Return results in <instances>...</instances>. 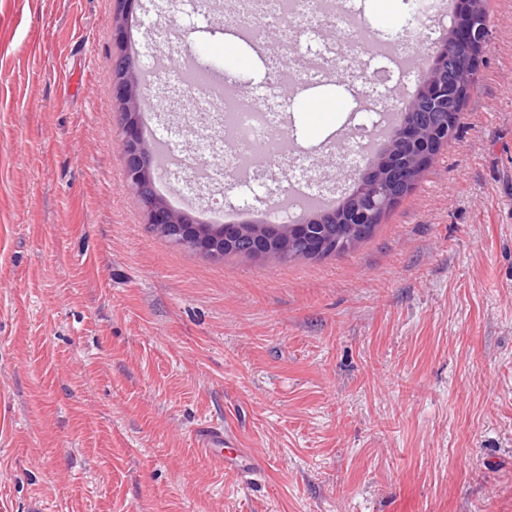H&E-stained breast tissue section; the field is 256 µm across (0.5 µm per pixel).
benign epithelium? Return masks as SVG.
I'll use <instances>...</instances> for the list:
<instances>
[{"label": "benign epithelium", "mask_w": 512, "mask_h": 512, "mask_svg": "<svg viewBox=\"0 0 512 512\" xmlns=\"http://www.w3.org/2000/svg\"><path fill=\"white\" fill-rule=\"evenodd\" d=\"M488 37V30L480 22L474 11L472 0H462L459 24L444 37L434 56L432 67L423 76L416 94L405 106L406 119L401 130L390 146L383 160V170L397 175L391 194L383 201L376 197L375 187L382 179L378 170H371L355 185L353 193L347 197L349 205L345 212L333 210L319 214V219L310 218L297 221L296 228L303 230L306 225L319 224H372L376 212L402 198L413 184L415 166L426 164L434 158L439 147L448 143L453 133V115L436 127L427 122L429 115L421 114L409 118V113L420 111L419 104L425 100L437 112L448 111V101L460 97V90L442 81L440 72L448 62V52L465 49L477 59ZM112 79L116 89L115 112L120 118L124 133V161L127 174V187L137 204L145 212L148 223L159 226L173 224L175 230L185 239L192 238L187 225L194 223L188 214L173 210L160 200L145 197L139 188L146 184L153 187L156 165L153 150L143 142L139 130V112L147 103V85L141 78L140 69L133 57L123 54L120 60L112 61Z\"/></svg>", "instance_id": "benign-epithelium-1"}]
</instances>
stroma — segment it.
I'll return each mask as SVG.
<instances>
[{
	"label": "stroma",
	"mask_w": 512,
	"mask_h": 512,
	"mask_svg": "<svg viewBox=\"0 0 512 512\" xmlns=\"http://www.w3.org/2000/svg\"><path fill=\"white\" fill-rule=\"evenodd\" d=\"M439 0H395L354 25L309 6L321 85L342 111L296 107L294 151L259 164L256 192L224 191L236 223L315 190L346 192L372 152L351 132L417 92ZM178 0H0V512H512V0L490 37L455 139L356 249L322 259H213L154 233L126 184L112 58L150 71L145 139L192 163L226 150L184 114L171 56ZM378 32L373 51L351 27ZM240 92L287 109L249 43L207 48ZM186 170L158 173L204 218ZM220 421L265 458L242 483L198 451Z\"/></svg>",
	"instance_id": "stroma-1"
}]
</instances>
